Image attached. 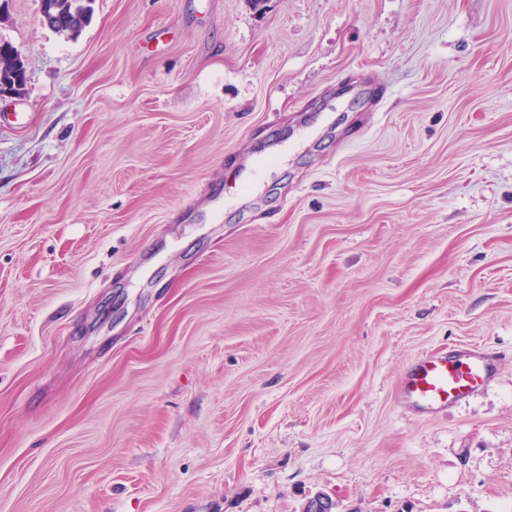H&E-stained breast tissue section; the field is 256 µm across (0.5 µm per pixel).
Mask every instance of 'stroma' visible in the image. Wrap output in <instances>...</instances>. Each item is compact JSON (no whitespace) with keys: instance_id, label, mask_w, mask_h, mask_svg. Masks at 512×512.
Returning a JSON list of instances; mask_svg holds the SVG:
<instances>
[{"instance_id":"stroma-1","label":"stroma","mask_w":512,"mask_h":512,"mask_svg":"<svg viewBox=\"0 0 512 512\" xmlns=\"http://www.w3.org/2000/svg\"><path fill=\"white\" fill-rule=\"evenodd\" d=\"M0 512H512V0H0ZM480 345L448 414L424 352ZM93 0H43V14L55 31L77 35L89 22ZM4 83L12 91L21 89L26 83V70L12 47L0 42V86ZM494 361L481 347L427 352L402 370L398 392L420 414L446 413L485 386Z\"/></svg>"}]
</instances>
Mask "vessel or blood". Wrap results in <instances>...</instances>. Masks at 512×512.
Wrapping results in <instances>:
<instances>
[{
    "label": "vessel or blood",
    "mask_w": 512,
    "mask_h": 512,
    "mask_svg": "<svg viewBox=\"0 0 512 512\" xmlns=\"http://www.w3.org/2000/svg\"><path fill=\"white\" fill-rule=\"evenodd\" d=\"M493 371L481 347L427 352L402 370L398 392L416 412L437 415L479 392Z\"/></svg>",
    "instance_id": "vessel-or-blood-1"
}]
</instances>
